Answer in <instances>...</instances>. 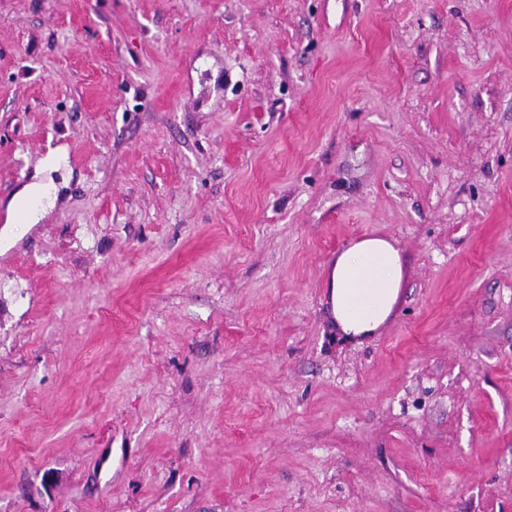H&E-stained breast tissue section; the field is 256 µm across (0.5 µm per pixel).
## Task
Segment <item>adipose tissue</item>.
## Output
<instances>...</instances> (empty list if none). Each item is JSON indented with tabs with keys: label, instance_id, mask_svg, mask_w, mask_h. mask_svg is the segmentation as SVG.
Returning <instances> with one entry per match:
<instances>
[{
	"label": "adipose tissue",
	"instance_id": "adipose-tissue-1",
	"mask_svg": "<svg viewBox=\"0 0 512 512\" xmlns=\"http://www.w3.org/2000/svg\"><path fill=\"white\" fill-rule=\"evenodd\" d=\"M394 240L368 235L337 253L328 275L329 311L339 332L359 342L376 335L394 312L405 285Z\"/></svg>",
	"mask_w": 512,
	"mask_h": 512
}]
</instances>
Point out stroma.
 Listing matches in <instances>:
<instances>
[{"mask_svg":"<svg viewBox=\"0 0 512 512\" xmlns=\"http://www.w3.org/2000/svg\"><path fill=\"white\" fill-rule=\"evenodd\" d=\"M0 512H512V0H0ZM20 197H32L39 201V209L30 217L28 224H37L54 206L57 197V186L51 181L31 184L21 190L10 202L9 207L14 208L16 200ZM394 240L368 235L336 254L328 275L329 311L337 329L361 343L375 336L394 312L405 285Z\"/></svg>","mask_w":512,"mask_h":512,"instance_id":"1","label":"stroma"}]
</instances>
